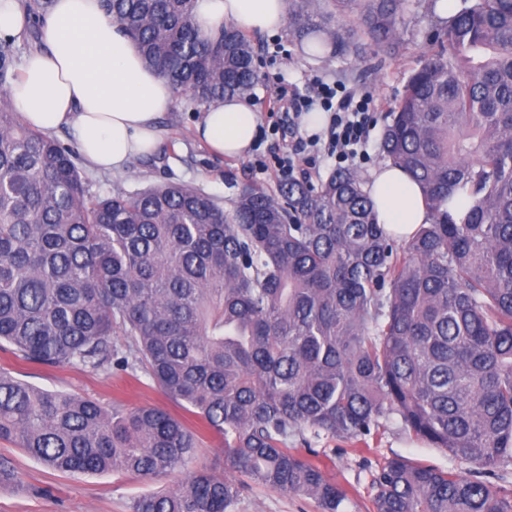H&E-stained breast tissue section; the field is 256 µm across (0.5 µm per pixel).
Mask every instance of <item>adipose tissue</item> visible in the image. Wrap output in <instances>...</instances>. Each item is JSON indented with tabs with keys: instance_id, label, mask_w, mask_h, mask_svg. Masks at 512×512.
<instances>
[{
	"instance_id": "adipose-tissue-1",
	"label": "adipose tissue",
	"mask_w": 512,
	"mask_h": 512,
	"mask_svg": "<svg viewBox=\"0 0 512 512\" xmlns=\"http://www.w3.org/2000/svg\"><path fill=\"white\" fill-rule=\"evenodd\" d=\"M195 25L210 31L224 22L271 32L286 22V0H195ZM44 51L29 54L10 88L23 122L45 132L70 128L92 167L117 173L153 151L159 117L173 90L147 68L136 46L107 18L101 0H54L41 29ZM259 114L248 99L210 104L194 127L196 138L219 156L243 157L258 134ZM377 220L397 240L426 223L419 186L401 168L385 163L368 183Z\"/></svg>"
}]
</instances>
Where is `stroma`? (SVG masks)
<instances>
[{
	"label": "stroma",
	"mask_w": 512,
	"mask_h": 512,
	"mask_svg": "<svg viewBox=\"0 0 512 512\" xmlns=\"http://www.w3.org/2000/svg\"><path fill=\"white\" fill-rule=\"evenodd\" d=\"M435 24V16L426 8L412 9L405 18L403 36L407 46L403 54L381 61L351 56L328 60L308 54L285 28L275 34L252 32L258 47L259 80L249 100L259 112L260 127L266 132L259 154L280 153L292 144L291 131L276 97L278 83H287L303 92L310 80L320 78L367 93L372 99L377 128L370 134L369 157L353 166L362 179H369L371 172L385 161L379 149V127L384 124L388 109L400 98L411 71L432 51L429 36ZM200 112V106L189 97L174 96L169 110L159 120L162 135L154 152L120 173L98 172L81 166L90 191L106 194L118 187L136 191L169 180L181 181L203 189L228 208L244 185L276 189L282 177L275 169L258 173L250 167L248 159L215 156L196 139L194 125ZM0 367L14 369L16 377L42 388L88 396L106 406L149 405L183 417L186 425L200 435L193 468L224 476L229 473L219 442L202 422L184 415L147 377L135 378L121 372L106 376L71 367L41 369L15 362L3 349H0ZM308 442L326 463L328 477L346 492L345 512H370L376 494L374 477L382 466L397 457L463 476L469 473L467 465L443 449L416 440L395 418L370 438L365 447L325 434L309 437ZM1 454L14 460L24 487L0 491V512H129L132 498L174 482L170 476L144 479L116 473H58L12 444L0 441ZM243 498L241 512H318L311 498L283 494L248 481L243 484Z\"/></svg>",
	"instance_id": "35a3bbf8"
}]
</instances>
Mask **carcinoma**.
Here are the masks:
<instances>
[{
    "mask_svg": "<svg viewBox=\"0 0 512 512\" xmlns=\"http://www.w3.org/2000/svg\"><path fill=\"white\" fill-rule=\"evenodd\" d=\"M311 52L397 57L412 0H286ZM53 0H25L32 33ZM194 0H102L175 93L246 95L255 48L209 33ZM439 50L409 75L380 148L420 185L430 222L401 247L351 170L313 187L246 185L232 208L180 182L90 192L78 152L21 123L0 41V347L35 366L142 372L221 440L236 472L342 512L304 431L363 440L392 417L474 468L389 461L371 512H512L486 477L512 465V0H453ZM470 199L461 220L448 211ZM62 473H180L129 512H239V485L191 470L197 436L151 406L106 407L0 367V441ZM0 457V488L19 487Z\"/></svg>",
    "mask_w": 512,
    "mask_h": 512,
    "instance_id": "1",
    "label": "carcinoma"
}]
</instances>
